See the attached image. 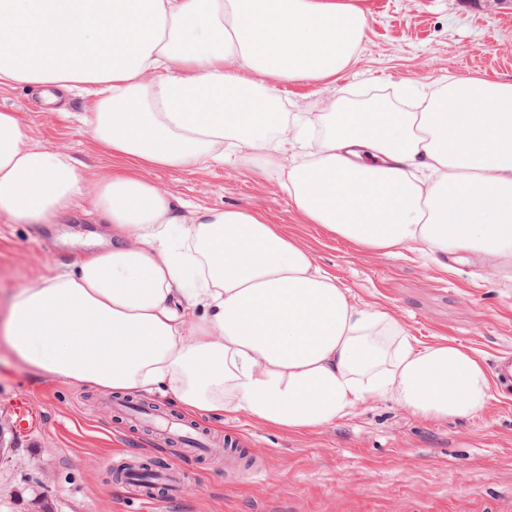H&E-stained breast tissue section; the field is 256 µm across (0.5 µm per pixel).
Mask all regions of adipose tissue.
<instances>
[{"instance_id": "adipose-tissue-1", "label": "adipose tissue", "mask_w": 512, "mask_h": 512, "mask_svg": "<svg viewBox=\"0 0 512 512\" xmlns=\"http://www.w3.org/2000/svg\"><path fill=\"white\" fill-rule=\"evenodd\" d=\"M367 24L348 0H0V87L94 96L87 121L113 160L95 187L111 248L12 295L14 354L39 376L295 432L376 396L430 419L480 416L492 383L476 355L351 303L262 216L201 207L185 224L138 175L249 147L336 236L442 266L512 257V83L454 77L409 111H283L277 82L335 77ZM25 139L0 111V220L55 223L86 177Z\"/></svg>"}]
</instances>
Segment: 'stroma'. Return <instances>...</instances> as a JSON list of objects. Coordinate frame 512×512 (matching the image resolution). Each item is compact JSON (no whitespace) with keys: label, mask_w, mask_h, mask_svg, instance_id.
Here are the masks:
<instances>
[{"label":"stroma","mask_w":512,"mask_h":512,"mask_svg":"<svg viewBox=\"0 0 512 512\" xmlns=\"http://www.w3.org/2000/svg\"><path fill=\"white\" fill-rule=\"evenodd\" d=\"M350 2L369 19L358 53L336 77L279 82L285 111L327 112L344 95L360 105L372 89L430 92L451 77L512 82V0ZM38 97L0 88V110L16 113L29 145L70 153L91 179L111 168L110 150L81 121L93 96L76 90L62 106L37 112ZM252 157L245 148L236 163L145 175L182 203L262 214L336 276L353 304L388 310L418 342L459 344L488 367L512 354V265L462 260L447 270L410 247L354 245L305 219L283 178L255 170ZM98 220L87 194L59 217L61 240L51 245L34 225L0 221V323L16 290L82 257ZM23 393L41 422L16 432L0 457V512H142L110 473L131 453L190 473L187 495L162 498L153 512H512V392L497 384L477 418L428 419L386 398L303 432L240 414L210 418L212 435L242 431L246 452L264 453L259 475L225 471L204 456L158 453L152 432L114 417L103 391L34 375L0 336V421L13 422L9 403Z\"/></svg>","instance_id":"stroma-1"}]
</instances>
